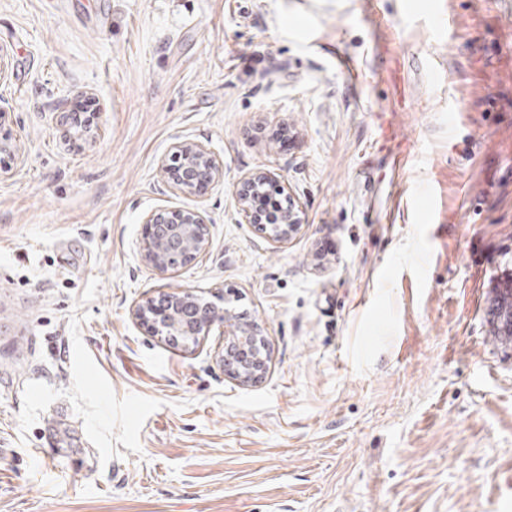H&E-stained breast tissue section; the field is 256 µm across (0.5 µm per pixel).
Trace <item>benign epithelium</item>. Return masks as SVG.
<instances>
[{
	"mask_svg": "<svg viewBox=\"0 0 512 512\" xmlns=\"http://www.w3.org/2000/svg\"><path fill=\"white\" fill-rule=\"evenodd\" d=\"M63 133L71 136V130L80 126L87 130L90 120L80 112H62ZM194 156L204 166H190L180 174L173 172V185L177 188H194L211 182L218 174L215 160L200 144L177 142L169 160H187ZM272 179L269 172H253L239 183L238 195L245 211L260 224L259 215L250 207L252 196ZM299 227L295 207L288 208V215L282 224L267 226L261 224L265 235L274 241L287 239ZM209 244L208 220L197 210L168 211L158 209L146 218V243L144 261L161 273L184 268L206 251ZM132 316L147 326L155 336L167 339L191 336L194 341L207 336L216 325L222 327L224 351L220 362L224 372L243 386L256 385L265 378L267 360L262 356L265 343L257 326L240 319L226 308L221 310L209 302L199 304L192 295H161L132 308ZM490 322L495 335L512 341V278L501 282L496 289L494 305L490 310Z\"/></svg>",
	"mask_w": 512,
	"mask_h": 512,
	"instance_id": "1",
	"label": "benign epithelium"
}]
</instances>
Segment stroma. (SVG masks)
Instances as JSON below:
<instances>
[{"instance_id": "stroma-1", "label": "stroma", "mask_w": 512, "mask_h": 512, "mask_svg": "<svg viewBox=\"0 0 512 512\" xmlns=\"http://www.w3.org/2000/svg\"><path fill=\"white\" fill-rule=\"evenodd\" d=\"M107 8L0 0V512H512V344L489 319L512 274V0ZM87 95L69 141L58 105ZM182 141L219 178L172 189ZM256 170L298 206L288 240L242 208ZM161 207L209 221L166 274L142 257ZM162 290L256 324L265 381L225 376L219 331H145L131 309Z\"/></svg>"}]
</instances>
